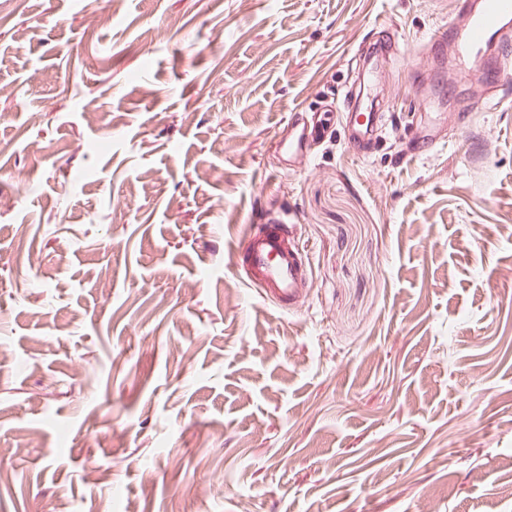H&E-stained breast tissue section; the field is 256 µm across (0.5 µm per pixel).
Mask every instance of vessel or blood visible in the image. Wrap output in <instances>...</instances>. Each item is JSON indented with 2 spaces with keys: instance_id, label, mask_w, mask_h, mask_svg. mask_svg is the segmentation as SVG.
<instances>
[{
  "instance_id": "vessel-or-blood-1",
  "label": "vessel or blood",
  "mask_w": 512,
  "mask_h": 512,
  "mask_svg": "<svg viewBox=\"0 0 512 512\" xmlns=\"http://www.w3.org/2000/svg\"><path fill=\"white\" fill-rule=\"evenodd\" d=\"M455 18L438 27L430 39L432 58L444 61L447 54L463 59L482 55L481 74L497 98H505L512 86V34L506 25L512 24V0H456ZM341 111L346 112L345 137L356 151L370 144L372 126L360 122L356 102L344 95ZM325 119L304 121L299 116L288 120V133L279 147L288 157L302 153L308 140L328 134ZM231 263L245 282L260 290L280 310H288L302 289L309 283L310 263L288 235L285 220L265 224H245L238 245L231 252Z\"/></svg>"
}]
</instances>
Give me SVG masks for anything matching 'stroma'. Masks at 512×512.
I'll return each mask as SVG.
<instances>
[{"label": "stroma", "mask_w": 512, "mask_h": 512, "mask_svg": "<svg viewBox=\"0 0 512 512\" xmlns=\"http://www.w3.org/2000/svg\"><path fill=\"white\" fill-rule=\"evenodd\" d=\"M453 9L0 0V512H512V98L455 123ZM380 25L367 95L404 124L419 80L440 144L338 112L288 166ZM285 212L288 314L228 260ZM357 109L358 105L356 106L355 100L351 95L345 93L340 106V112H347L345 137L347 143L360 153L370 144L373 125L369 123L368 118L366 123L360 122L355 112ZM326 121L325 118H318L308 123L297 116V113L288 119V135L281 137L279 147L288 156L289 162L303 152L310 138L321 139L328 134L331 125Z\"/></svg>", "instance_id": "35a3bbf8"}]
</instances>
